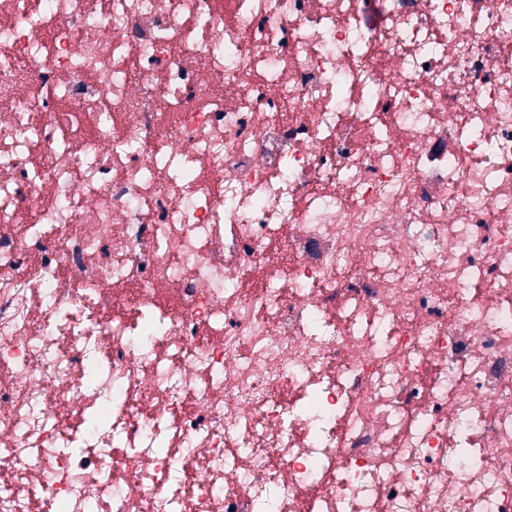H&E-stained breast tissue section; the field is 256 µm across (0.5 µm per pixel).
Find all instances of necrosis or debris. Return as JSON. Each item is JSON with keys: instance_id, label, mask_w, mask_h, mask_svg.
Here are the masks:
<instances>
[{"instance_id": "1", "label": "necrosis or debris", "mask_w": 512, "mask_h": 512, "mask_svg": "<svg viewBox=\"0 0 512 512\" xmlns=\"http://www.w3.org/2000/svg\"><path fill=\"white\" fill-rule=\"evenodd\" d=\"M512 512V0H0V512Z\"/></svg>"}]
</instances>
